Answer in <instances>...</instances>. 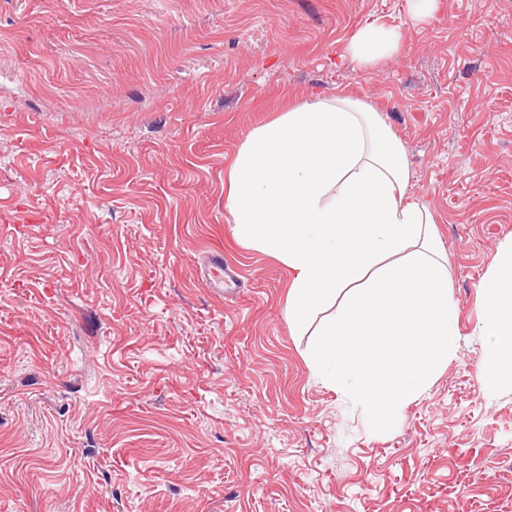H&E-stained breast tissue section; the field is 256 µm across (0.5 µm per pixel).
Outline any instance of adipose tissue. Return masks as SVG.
<instances>
[{"mask_svg":"<svg viewBox=\"0 0 512 512\" xmlns=\"http://www.w3.org/2000/svg\"><path fill=\"white\" fill-rule=\"evenodd\" d=\"M399 49L396 30L371 22L346 56L368 70ZM225 181L234 236L288 273L289 324L335 311L309 353L324 382L364 406L376 429L395 426L447 366L457 336L448 260L428 204L408 196L403 144L369 103L317 95L255 127ZM480 307L485 379L512 386V240L499 250Z\"/></svg>","mask_w":512,"mask_h":512,"instance_id":"obj_1","label":"adipose tissue"}]
</instances>
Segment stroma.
<instances>
[{"label":"stroma","instance_id":"obj_1","mask_svg":"<svg viewBox=\"0 0 512 512\" xmlns=\"http://www.w3.org/2000/svg\"><path fill=\"white\" fill-rule=\"evenodd\" d=\"M372 21L401 51L363 72ZM313 91L378 111L448 254L456 350L387 431L224 208L249 132ZM510 239L512 0H0V512H512L477 332ZM400 49V36L396 30L377 22L367 23L349 41L345 57L365 70L383 61L395 58ZM236 272L227 264H224V256L221 251L212 252L206 261L202 271V279L209 284L211 288L223 292L225 288H239V280Z\"/></svg>","mask_w":512,"mask_h":512}]
</instances>
